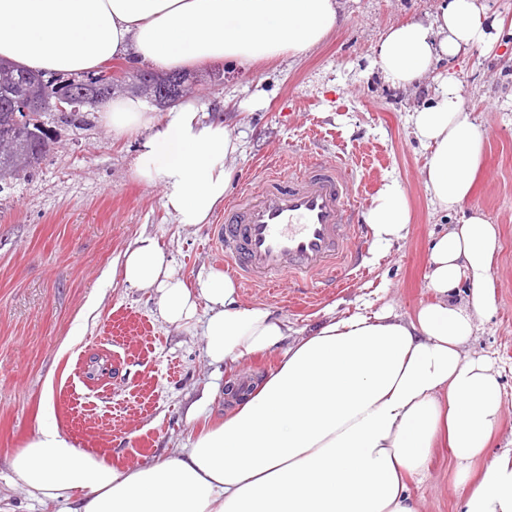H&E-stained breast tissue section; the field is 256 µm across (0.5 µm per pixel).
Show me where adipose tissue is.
Returning a JSON list of instances; mask_svg holds the SVG:
<instances>
[{
  "label": "adipose tissue",
  "mask_w": 512,
  "mask_h": 512,
  "mask_svg": "<svg viewBox=\"0 0 512 512\" xmlns=\"http://www.w3.org/2000/svg\"><path fill=\"white\" fill-rule=\"evenodd\" d=\"M343 22L340 0H0V58L39 72L82 74L118 56L172 71L245 64L304 52ZM483 0H448L430 21L410 20L380 42L375 65L392 83L427 78L442 57L495 43ZM113 133L143 136L135 177L160 184L177 223H207L236 176L239 150L223 117L203 119L195 101L151 115L140 96L107 103ZM431 148L424 183L444 211L462 209L481 168L485 137L455 77L412 112ZM364 221L379 243L410 221L397 180L384 181ZM498 230L482 216L451 225L430 249L431 293L414 317L392 310L330 317L291 338L268 307L244 305L235 283L213 271L198 288L176 276L154 237L140 236L123 279L158 295L162 319L189 325L207 307L212 363L280 351L275 370L223 420H202L191 444L138 468L75 448L52 426L11 458L29 496L73 502L72 512H422L411 481L436 445L458 470L459 512H512V448L488 454L504 413L500 372L467 344L495 297Z\"/></svg>",
  "instance_id": "ef3b65f1"
}]
</instances>
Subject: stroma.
Here are the masks:
<instances>
[{"mask_svg":"<svg viewBox=\"0 0 512 512\" xmlns=\"http://www.w3.org/2000/svg\"><path fill=\"white\" fill-rule=\"evenodd\" d=\"M344 21L312 49L250 65L190 68L191 99L223 113L240 150L227 194L251 188L267 156L282 168L333 155L345 159L354 189L373 201L384 180L397 179L411 211L403 238L369 243L364 274L350 288L303 300L244 288L296 330L314 327L328 309L371 313L392 307L408 318L428 298L430 246L457 214L434 204L423 180L429 151L415 138L410 114L428 104L439 77L454 74L465 105L485 134L484 164L462 212L498 227L492 277L495 300L469 348L496 358L505 409L491 448L512 443V36L493 48L473 47L441 62L413 88L387 82L374 67L377 46L405 20H432L439 0H342ZM53 151L30 172L0 181V512H62L59 503L28 497L13 473V453L54 423L76 448L121 466H139L190 444L197 426L188 408L205 387L239 374L262 378L278 352L215 367L197 313L194 324L163 321L158 296L129 287L124 253L153 236L177 274L198 287L225 260L212 245V224L187 227L163 207L162 189L133 175L136 134L115 136L86 107L61 120L41 117ZM461 212V213H462ZM457 467L435 448L427 476L412 483L423 512H458Z\"/></svg>","mask_w":512,"mask_h":512,"instance_id":"1","label":"stroma"}]
</instances>
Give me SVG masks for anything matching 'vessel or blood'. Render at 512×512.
Instances as JSON below:
<instances>
[{"mask_svg": "<svg viewBox=\"0 0 512 512\" xmlns=\"http://www.w3.org/2000/svg\"><path fill=\"white\" fill-rule=\"evenodd\" d=\"M258 188L224 209L214 243L241 283H348L364 258L362 201L347 165L317 159L300 172L261 169Z\"/></svg>", "mask_w": 512, "mask_h": 512, "instance_id": "b4317fda", "label": "vessel or blood"}]
</instances>
